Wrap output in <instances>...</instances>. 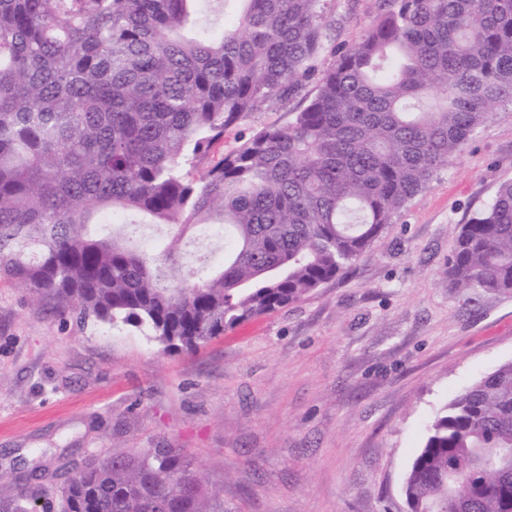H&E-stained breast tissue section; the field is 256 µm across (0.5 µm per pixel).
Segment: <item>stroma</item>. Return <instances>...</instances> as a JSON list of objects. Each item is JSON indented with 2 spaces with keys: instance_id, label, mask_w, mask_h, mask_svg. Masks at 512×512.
<instances>
[{
  "instance_id": "1",
  "label": "stroma",
  "mask_w": 512,
  "mask_h": 512,
  "mask_svg": "<svg viewBox=\"0 0 512 512\" xmlns=\"http://www.w3.org/2000/svg\"><path fill=\"white\" fill-rule=\"evenodd\" d=\"M374 0H331L355 42ZM512 179V107L494 113L336 278L198 354L60 321L0 277V512H61L87 458L181 448L224 512H408L432 418L512 361V293L469 296L445 270L462 227Z\"/></svg>"
}]
</instances>
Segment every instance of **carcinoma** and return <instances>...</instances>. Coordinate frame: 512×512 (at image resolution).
Here are the masks:
<instances>
[{
  "label": "carcinoma",
  "mask_w": 512,
  "mask_h": 512,
  "mask_svg": "<svg viewBox=\"0 0 512 512\" xmlns=\"http://www.w3.org/2000/svg\"><path fill=\"white\" fill-rule=\"evenodd\" d=\"M0 0V274L61 319L196 354L356 261L512 103V0H375L323 66L327 0ZM286 125L224 134L303 95ZM171 227L148 241L131 216ZM209 226L224 261L181 274ZM448 280L512 292V180L459 235ZM512 361L428 427L409 512H512ZM63 512H224L180 448L96 457Z\"/></svg>",
  "instance_id": "cac0c4a2"
}]
</instances>
